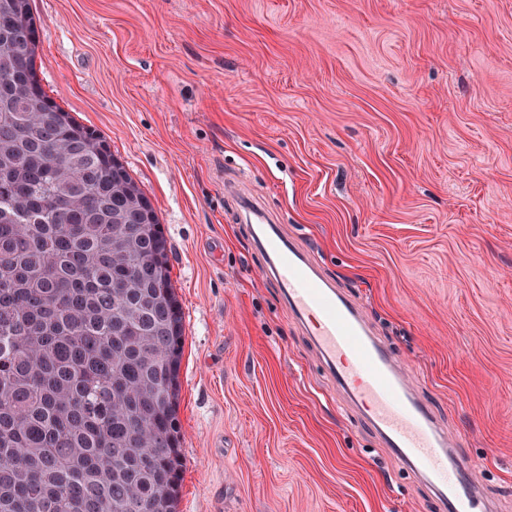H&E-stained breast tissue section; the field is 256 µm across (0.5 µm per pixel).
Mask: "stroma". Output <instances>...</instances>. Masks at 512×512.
I'll return each mask as SVG.
<instances>
[{
  "label": "stroma",
  "mask_w": 512,
  "mask_h": 512,
  "mask_svg": "<svg viewBox=\"0 0 512 512\" xmlns=\"http://www.w3.org/2000/svg\"><path fill=\"white\" fill-rule=\"evenodd\" d=\"M43 90L156 209L185 318L179 512H438L268 279L257 201L512 512V0H30Z\"/></svg>",
  "instance_id": "stroma-1"
}]
</instances>
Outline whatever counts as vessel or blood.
Listing matches in <instances>:
<instances>
[{
	"label": "vessel or blood",
	"instance_id": "vessel-or-blood-1",
	"mask_svg": "<svg viewBox=\"0 0 512 512\" xmlns=\"http://www.w3.org/2000/svg\"><path fill=\"white\" fill-rule=\"evenodd\" d=\"M250 212L252 245L345 403L382 448L431 488L439 512H486L485 495L472 479L473 463L433 407L414 392L361 305L324 276L311 252L287 237L263 208L255 205Z\"/></svg>",
	"mask_w": 512,
	"mask_h": 512
}]
</instances>
